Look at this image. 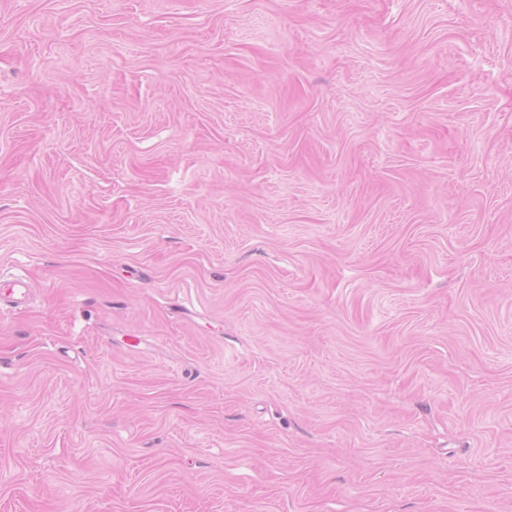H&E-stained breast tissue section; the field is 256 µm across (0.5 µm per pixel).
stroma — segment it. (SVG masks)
Returning <instances> with one entry per match:
<instances>
[{"mask_svg":"<svg viewBox=\"0 0 512 512\" xmlns=\"http://www.w3.org/2000/svg\"><path fill=\"white\" fill-rule=\"evenodd\" d=\"M0 512H512V0H0Z\"/></svg>","mask_w":512,"mask_h":512,"instance_id":"obj_1","label":"stroma"}]
</instances>
